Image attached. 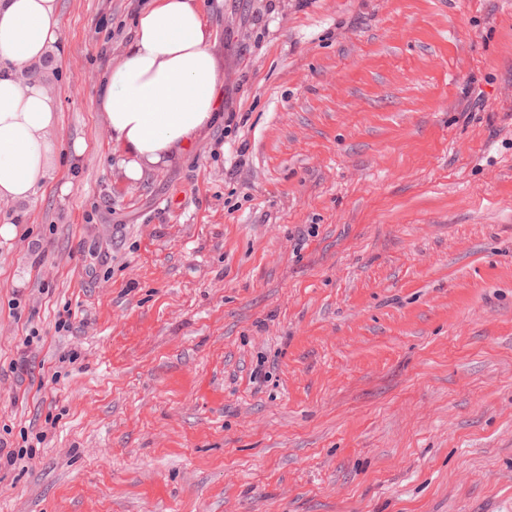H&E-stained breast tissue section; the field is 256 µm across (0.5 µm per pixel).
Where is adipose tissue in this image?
<instances>
[{"mask_svg":"<svg viewBox=\"0 0 512 512\" xmlns=\"http://www.w3.org/2000/svg\"><path fill=\"white\" fill-rule=\"evenodd\" d=\"M60 38L57 0H0V200L33 202L59 153V105L40 67ZM221 85L197 0H152L97 97L125 178L179 161L214 125Z\"/></svg>","mask_w":512,"mask_h":512,"instance_id":"1","label":"adipose tissue"}]
</instances>
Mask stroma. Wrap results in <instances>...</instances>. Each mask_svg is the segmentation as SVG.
Returning <instances> with one entry per match:
<instances>
[{"label": "stroma", "instance_id": "stroma-1", "mask_svg": "<svg viewBox=\"0 0 512 512\" xmlns=\"http://www.w3.org/2000/svg\"><path fill=\"white\" fill-rule=\"evenodd\" d=\"M199 2L224 109L132 182L96 99L150 0H58L0 512H512V0Z\"/></svg>", "mask_w": 512, "mask_h": 512}]
</instances>
